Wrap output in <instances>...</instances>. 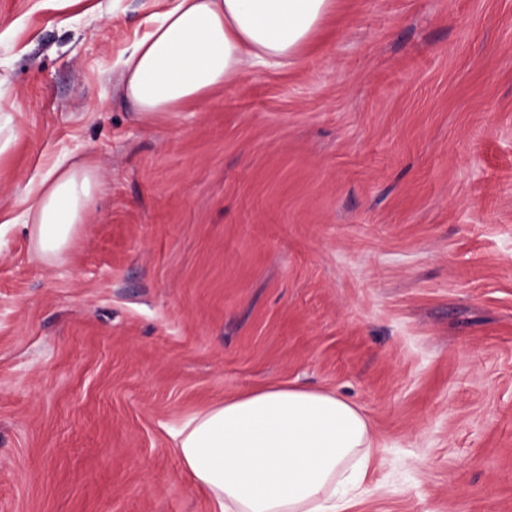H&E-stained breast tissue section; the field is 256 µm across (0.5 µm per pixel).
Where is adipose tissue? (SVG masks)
<instances>
[{
  "label": "adipose tissue",
  "instance_id": "adipose-tissue-1",
  "mask_svg": "<svg viewBox=\"0 0 512 512\" xmlns=\"http://www.w3.org/2000/svg\"><path fill=\"white\" fill-rule=\"evenodd\" d=\"M335 0H168L123 57L136 112L154 119L218 87L299 56ZM99 164L65 153L30 180L18 221L35 256L60 262L97 204ZM212 512H346L375 440L358 407L333 391L273 385L225 399L172 434Z\"/></svg>",
  "mask_w": 512,
  "mask_h": 512
}]
</instances>
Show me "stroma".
<instances>
[{"instance_id":"stroma-1","label":"stroma","mask_w":512,"mask_h":512,"mask_svg":"<svg viewBox=\"0 0 512 512\" xmlns=\"http://www.w3.org/2000/svg\"><path fill=\"white\" fill-rule=\"evenodd\" d=\"M154 0H0V512H210L170 432L265 386L378 444L347 512H512V0H336L293 63L139 118ZM100 164L65 259L9 220ZM0 157L9 153L16 140V123L13 112L0 110Z\"/></svg>"}]
</instances>
